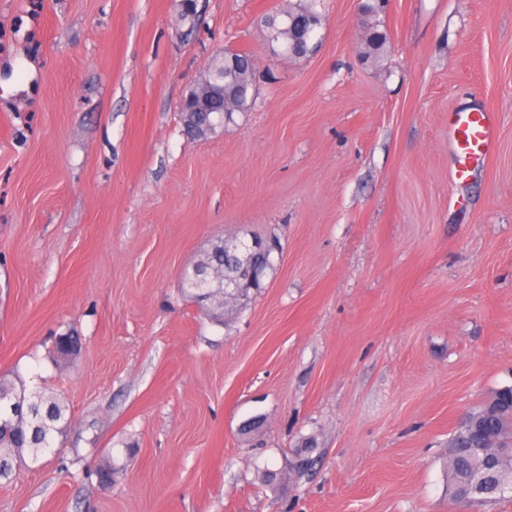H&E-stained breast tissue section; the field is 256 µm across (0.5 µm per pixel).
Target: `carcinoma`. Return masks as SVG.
Returning <instances> with one entry per match:
<instances>
[{"label":"carcinoma","mask_w":512,"mask_h":512,"mask_svg":"<svg viewBox=\"0 0 512 512\" xmlns=\"http://www.w3.org/2000/svg\"><path fill=\"white\" fill-rule=\"evenodd\" d=\"M307 7L315 11L325 9V0H300L288 10L265 14L260 18L267 38L278 45L279 59L293 58L292 52L301 44L321 37L320 31L297 35L290 28V20ZM361 10L366 17L361 32V56L375 67L383 64L390 38L381 18L383 2L364 0ZM224 56L239 60L236 67L224 68V112L233 114L251 109L254 104L256 81L255 62L251 54L226 49ZM198 266L206 268L211 278L198 284L189 274L182 275V290L197 305L204 306L215 297L223 299L218 309L231 301L247 296L246 283L252 281L256 271L265 278L275 269L269 260L249 249L244 255L224 252L217 242L205 254ZM24 401L20 418H11L9 426L0 427V462L14 463L18 467L35 463L42 455L52 451L55 437L70 424L66 418L68 407L58 396L34 387L28 388L21 377H0V410L9 404ZM448 485L453 499L462 506H471L478 499L469 494L473 479L491 474L502 483H512V387L497 391L476 411L467 415L448 442ZM94 474L97 487L112 489L114 470L108 460Z\"/></svg>","instance_id":"obj_1"}]
</instances>
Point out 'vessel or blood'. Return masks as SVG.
Wrapping results in <instances>:
<instances>
[{"mask_svg": "<svg viewBox=\"0 0 512 512\" xmlns=\"http://www.w3.org/2000/svg\"><path fill=\"white\" fill-rule=\"evenodd\" d=\"M448 142L454 155L453 183L464 184L472 170L496 149L498 123L489 107L463 108L448 115Z\"/></svg>", "mask_w": 512, "mask_h": 512, "instance_id": "b4317fda", "label": "vessel or blood"}]
</instances>
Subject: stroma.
<instances>
[{"mask_svg": "<svg viewBox=\"0 0 512 512\" xmlns=\"http://www.w3.org/2000/svg\"><path fill=\"white\" fill-rule=\"evenodd\" d=\"M296 2L0 0V375L71 419L0 512H512L446 479L459 422L512 386V0H388L377 68L359 0L271 59L257 19ZM228 48L255 104L188 139ZM478 104L498 145L456 186L448 114ZM235 235L282 251L218 323L180 276Z\"/></svg>", "mask_w": 512, "mask_h": 512, "instance_id": "35a3bbf8", "label": "stroma"}]
</instances>
